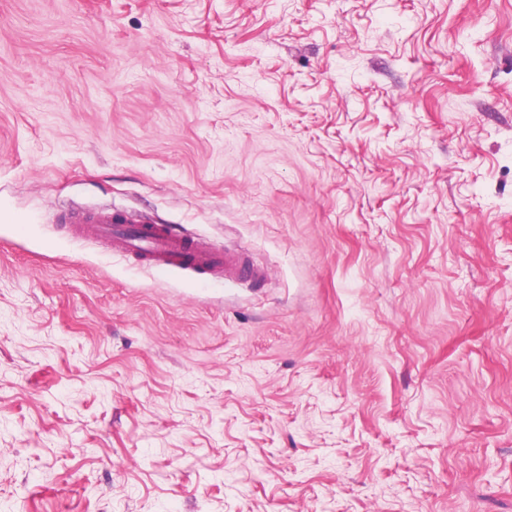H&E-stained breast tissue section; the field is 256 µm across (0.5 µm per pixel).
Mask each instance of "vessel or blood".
<instances>
[{
	"label": "vessel or blood",
	"mask_w": 512,
	"mask_h": 512,
	"mask_svg": "<svg viewBox=\"0 0 512 512\" xmlns=\"http://www.w3.org/2000/svg\"><path fill=\"white\" fill-rule=\"evenodd\" d=\"M64 220L75 225L77 233L106 241L113 251L161 273L190 269L230 282L263 277L236 250L216 249L205 238L178 232L167 224H153L109 209L70 212Z\"/></svg>",
	"instance_id": "obj_1"
}]
</instances>
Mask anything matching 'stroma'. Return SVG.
Segmentation results:
<instances>
[{
    "instance_id": "35a3bbf8",
    "label": "stroma",
    "mask_w": 512,
    "mask_h": 512,
    "mask_svg": "<svg viewBox=\"0 0 512 512\" xmlns=\"http://www.w3.org/2000/svg\"><path fill=\"white\" fill-rule=\"evenodd\" d=\"M0 512H512V0H0ZM67 223L75 232L111 244L112 251L165 273L171 269H191L214 279L230 282L261 280L263 273L252 267L235 249H216L200 236L176 231L168 224H152L145 218L101 209L94 212H67Z\"/></svg>"
}]
</instances>
